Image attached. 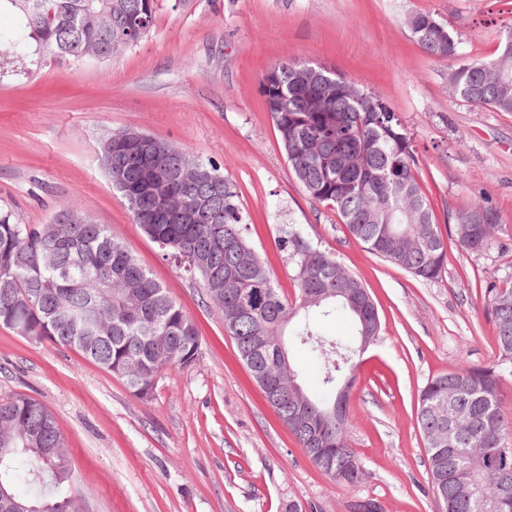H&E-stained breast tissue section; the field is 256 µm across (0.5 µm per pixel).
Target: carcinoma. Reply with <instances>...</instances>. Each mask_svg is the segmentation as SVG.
I'll list each match as a JSON object with an SVG mask.
<instances>
[{"instance_id":"1","label":"carcinoma","mask_w":512,"mask_h":512,"mask_svg":"<svg viewBox=\"0 0 512 512\" xmlns=\"http://www.w3.org/2000/svg\"><path fill=\"white\" fill-rule=\"evenodd\" d=\"M146 8L147 0H0V11L17 16L13 27L0 29V78L32 76L51 61L110 62L113 24L132 31L130 47L155 25L153 14L148 26L138 25ZM405 24L422 50L448 60L453 95L512 112L511 30L495 58L458 63V36L432 14L413 12ZM277 66L283 71L284 108L270 116L305 193L335 211L351 236L374 254L422 280L438 278L448 242L421 188L412 139L399 117L379 111V98L363 88L360 98H352L345 92L349 79L340 74L336 98L322 111L309 112L307 89L295 85L288 62ZM108 138L112 166L125 172L124 182L113 189L127 202L134 222L162 249L163 259L199 280L206 295L221 294L217 307L240 360L311 461L335 480L361 482L358 474L364 468L348 442L347 416L332 425L294 422L276 353L255 348L253 339L263 332L294 336L319 365L323 391L312 403L331 407L336 385L360 352L363 337L379 334V315L368 289L333 253L291 228L276 240V248L294 266L298 293L289 304L247 240L236 186L214 162L194 158L212 179L176 187L172 195V204L191 214L207 201L209 216L169 224L158 219V201L143 181L141 150L123 132ZM74 213L81 222H68ZM55 217L57 231L48 238L42 225L23 224L11 210H0V325L11 330L23 326L40 340L81 351L124 380L136 396L153 392L163 370L195 363L200 349L195 322L107 226L71 203ZM451 221L460 248L480 252L492 245L500 215L491 205L475 203L456 210ZM109 279L110 293L104 290ZM485 298L497 332V363L437 375L418 396L416 421L424 437L443 422L429 408L460 384L488 396L494 409L489 415L482 400L467 399L464 407L472 421L461 442L441 452L426 450L440 512H469L459 490L466 477L471 494H496L500 512H512V480L505 486L498 479L503 470L512 475V446L505 443L512 423L501 410V389L512 377V281L488 284ZM301 310L315 313L319 321L345 315L354 335H325L319 321L308 317L286 331ZM4 422L9 429L0 432V506L9 504L7 512H78L68 495L71 473L52 413L34 399L17 397L0 402ZM17 484L26 492L18 493Z\"/></svg>"}]
</instances>
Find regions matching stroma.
Listing matches in <instances>:
<instances>
[{"mask_svg":"<svg viewBox=\"0 0 512 512\" xmlns=\"http://www.w3.org/2000/svg\"><path fill=\"white\" fill-rule=\"evenodd\" d=\"M427 11L459 35V61L491 58L512 0H157L156 22L107 64L57 62L0 80V207L48 223L74 202L137 257L198 324V360L164 370L150 398L79 351L0 326V401L25 395L54 416L80 512H438L416 422L420 388L499 355L486 283L512 277V113L448 90V63L404 24ZM324 64L374 92L407 127L441 231L489 202L491 247L449 246L441 275L415 277L353 239L294 177L259 92L273 64ZM134 129L213 160L239 191L251 245L295 300L275 241L299 228L356 274L380 331L352 368L348 438L368 472L345 484L299 447L237 357L220 309L163 259L100 165V138Z\"/></svg>","mask_w":512,"mask_h":512,"instance_id":"35a3bbf8","label":"stroma"}]
</instances>
